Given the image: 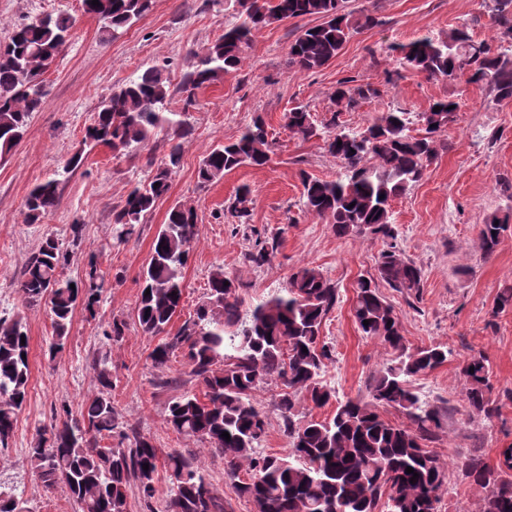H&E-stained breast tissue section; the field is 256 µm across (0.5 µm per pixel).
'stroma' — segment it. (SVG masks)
I'll return each mask as SVG.
<instances>
[{
    "mask_svg": "<svg viewBox=\"0 0 512 512\" xmlns=\"http://www.w3.org/2000/svg\"><path fill=\"white\" fill-rule=\"evenodd\" d=\"M346 10L359 29L329 64L301 72L288 65L290 43L300 30L317 25L318 17L275 22L253 32L240 69L198 91L195 105L188 108L179 91L181 79L195 52L238 23L235 0H154L146 16L114 34L85 14L80 0H0V42L7 41L16 24L47 14L67 15L75 22L74 37L43 76V108L33 113L22 142L0 161V316L25 324L30 364L28 396L12 438L0 447V489L22 499L28 512H78L63 484L45 486L33 472L28 450L38 428L59 422L61 405L76 410L99 393L92 369L98 357L108 360L112 403L125 424L150 437L161 452L194 454L228 512H254L253 504L238 498L225 479L222 456L167 426L169 404L185 391L187 360L178 352L165 368H154L150 354L159 339L143 334L137 323L141 273L176 203L195 207L197 236L183 271V306L172 328L193 318L216 268L239 282L248 306L287 288L298 268L319 269L339 293L322 331L333 351L325 379L339 398H366L392 354L361 335L350 306L358 278L378 279L386 243L368 232L336 237L330 224L302 210L303 176L333 179L343 164L327 152L322 137L293 135L284 119L291 108L302 105L317 125H324L336 109L332 95L347 79L370 82L380 90L379 97L341 114L342 124L353 130L400 108L410 114L411 134L420 135V115L435 101L459 104L455 122L436 137L437 155L423 179L391 205L397 248L421 269V287L407 294L380 282L379 290L411 347L438 345L450 353L445 364L418 377L414 387L443 418L432 448L447 462V482L454 492L444 496L440 512H480L482 495L464 475V458L477 448L494 467L501 451L512 446V306L497 307L500 293L512 287V229L489 254L479 236L481 224L512 205V99L497 98L485 83H451L415 73L388 58L387 51L391 44L424 34L447 36L465 22L475 39H487L488 9L483 0H347ZM367 14L376 18V25L362 26ZM150 66L164 68L173 87L167 108L186 111L191 131L181 140L182 160L168 194L135 234L118 245L112 214L159 164L162 143L157 140L136 156L117 158L105 146L83 148L82 140L101 98ZM257 118L276 142L269 162L200 182L197 171L206 154ZM79 150L84 160L63 182L58 206L41 221L28 223L23 204L31 187ZM244 185L251 191L250 217L235 224L225 210ZM48 237L73 253L67 277L82 278L92 257L104 274L95 314L76 309L64 347L56 353L49 350L47 307L28 303L18 287L29 258ZM271 237L279 240L271 261L260 267L248 263L256 242ZM115 320L125 325L117 341L103 335ZM475 353L492 369L490 398L497 412L490 417L469 412L463 401L460 366Z\"/></svg>",
    "mask_w": 512,
    "mask_h": 512,
    "instance_id": "obj_1",
    "label": "stroma"
}]
</instances>
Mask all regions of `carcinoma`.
Segmentation results:
<instances>
[{"label":"carcinoma","mask_w":512,"mask_h":512,"mask_svg":"<svg viewBox=\"0 0 512 512\" xmlns=\"http://www.w3.org/2000/svg\"><path fill=\"white\" fill-rule=\"evenodd\" d=\"M82 0L84 13L96 17L107 31L129 27L143 18L152 0ZM243 20L195 54L192 69L183 75L180 90L184 111L170 112L166 102L170 81L156 66L114 89L96 107L83 146L105 145L119 156H133L156 139L173 131L164 158L154 173L127 193L113 214V239L123 243L135 232L170 189L172 174L180 167L179 139L189 133L187 110L195 105L198 90L239 69L243 47L252 31L277 21L317 16L323 22L301 30L290 44L288 66L311 71L329 64L340 53L356 27L345 12L346 0H236ZM491 40L476 41L463 23L447 36L422 35L406 44L389 46L399 65L429 78L450 82L489 83L500 99L512 98V57L494 52L492 43L512 45V0H490ZM74 23L68 17L45 15L20 23L0 44V159H5L23 138L33 113L40 111L47 92L42 76L69 42ZM372 83H339L333 93L336 111L324 125L327 151L344 164L334 180L304 176L302 209L331 224L338 237L370 232L387 240L378 262L380 278L397 291H418L421 269L397 253L391 218L392 202L422 180L435 157L434 137L455 121L450 100H438L437 112L421 114L423 135L409 134V118L392 109L359 132H347L339 121L376 98ZM288 131L304 139L318 135L312 113L303 106L285 114ZM274 142L261 119L247 126L232 142L213 148L202 160L198 179L213 182L242 165L262 166L270 160ZM61 181L37 183L25 199L28 222L35 223L57 206ZM250 189L239 188L227 208L231 217H249ZM509 216H493L481 225L486 251L498 245ZM193 206L177 203L167 212L152 246L142 276L137 319L142 333L165 335L151 353L153 366H165L182 352L202 394L186 391L168 406L167 424L179 435L194 438L224 457V476L234 493L252 502L255 512H438L445 493L447 464L429 450L442 430L438 411L412 388L413 379L448 361L439 346L412 348L401 334L398 317L374 280L358 279L351 313L360 333L389 347L392 363L374 380L365 399H340L324 380L331 347L321 336L323 323L336 307V285L314 267L292 273L289 287L249 311H242L239 284L220 268L209 277L207 301L196 318L185 321L173 335L168 327L184 294L183 270L196 236ZM278 248L277 239L264 240L247 254L261 267ZM71 253L48 237L29 259L18 288L30 303L47 301L52 328L51 351L64 346L75 309L92 310L99 302L104 275L89 261L84 278L63 276ZM75 288H70V285ZM369 321L364 325L363 321ZM19 319L0 317V447L12 438L17 413L28 394L29 345ZM307 352H302V349ZM101 390L72 418L65 406L63 420L37 432L28 451L31 468L49 486L65 484L80 512H128L136 494L148 512L158 493V466L168 474L165 512H224L193 457L172 449L165 455L135 428L119 420L112 404V372L105 358L93 362ZM464 399L469 408L490 417V368L481 354L466 359L460 370ZM275 383L274 409L288 437L287 453L267 454L261 441L267 430L266 412L254 395ZM306 402L313 409L334 407L323 419L298 417ZM393 409L405 421L382 416ZM229 433L230 440L221 434ZM496 468L479 449L466 456L464 473L483 493L482 512H512V447L501 452ZM149 469H143V465ZM413 468L419 477L410 482ZM0 512H28L14 494L0 491Z\"/></svg>","instance_id":"1"}]
</instances>
